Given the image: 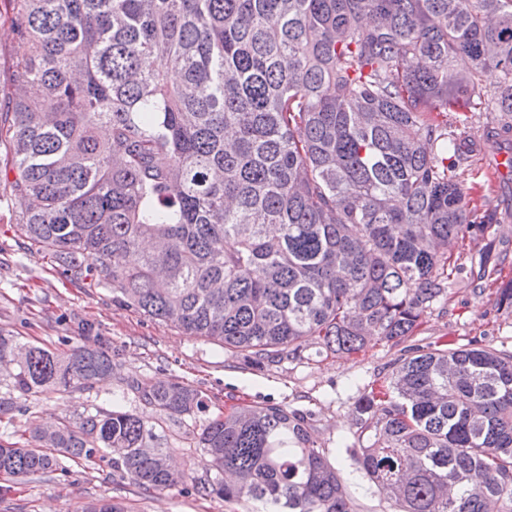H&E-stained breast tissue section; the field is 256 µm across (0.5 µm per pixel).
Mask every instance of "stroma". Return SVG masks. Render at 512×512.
Masks as SVG:
<instances>
[{
  "mask_svg": "<svg viewBox=\"0 0 512 512\" xmlns=\"http://www.w3.org/2000/svg\"><path fill=\"white\" fill-rule=\"evenodd\" d=\"M468 197L496 214L499 233L512 235V196L494 193L484 174L470 170L462 177ZM15 208L0 185V330L54 350L81 345L78 321L95 323L112 343L119 367L111 382L93 390L63 394L45 386L21 397L22 409L0 419V437L46 421L77 419L86 410L108 403L121 393L128 378L182 381L196 388L203 406L197 423L217 409L244 404H279L306 415L311 434L329 458L343 470L357 512H397L394 501L381 494L355 466L342 439L353 438L352 413L357 400L373 382L391 376L408 346L458 347L469 342L512 351V313L497 310L492 292L452 289L445 306L435 307L419 330L400 343L369 340L352 356L326 355L308 348L303 359L272 366L246 361L232 349L185 334L127 307L113 303L110 290L86 289L66 280L44 253L32 248L15 226ZM95 499L119 503L124 512H259V502H227L203 497L190 481L153 490L94 460L69 463L67 471L28 477L0 474V512H77Z\"/></svg>",
  "mask_w": 512,
  "mask_h": 512,
  "instance_id": "stroma-1",
  "label": "stroma"
}]
</instances>
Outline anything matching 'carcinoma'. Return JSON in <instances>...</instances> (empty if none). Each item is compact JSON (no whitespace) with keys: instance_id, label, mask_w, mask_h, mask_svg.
<instances>
[{"instance_id":"1","label":"carcinoma","mask_w":512,"mask_h":512,"mask_svg":"<svg viewBox=\"0 0 512 512\" xmlns=\"http://www.w3.org/2000/svg\"><path fill=\"white\" fill-rule=\"evenodd\" d=\"M2 17L29 53L0 98V184L69 280L264 366L398 343L457 281L512 312V251L460 183L479 152L467 112L458 132L434 117L512 116V0H0ZM479 240L477 260L454 259ZM116 366L99 336L58 352L0 332V416ZM129 393L156 421L122 408ZM201 406L189 385L127 379L110 410L1 439L0 473L107 457L175 487L186 474L159 433L172 420L203 451L198 494L355 512L303 415L247 405L188 423ZM353 425L355 465L399 512H512L511 352L404 354Z\"/></svg>"}]
</instances>
